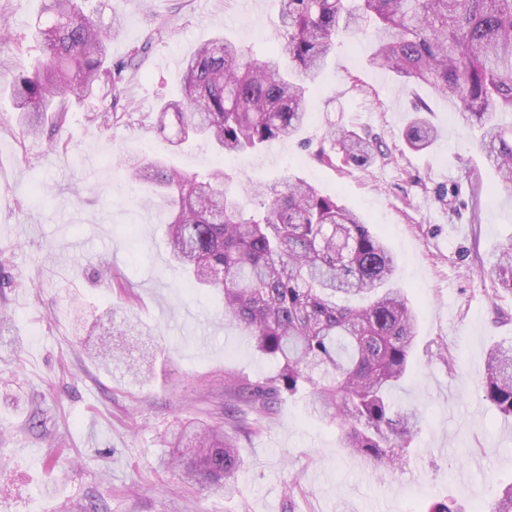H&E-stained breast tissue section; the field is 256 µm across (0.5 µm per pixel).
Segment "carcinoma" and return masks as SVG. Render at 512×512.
I'll list each match as a JSON object with an SVG mask.
<instances>
[{
	"label": "carcinoma",
	"mask_w": 512,
	"mask_h": 512,
	"mask_svg": "<svg viewBox=\"0 0 512 512\" xmlns=\"http://www.w3.org/2000/svg\"><path fill=\"white\" fill-rule=\"evenodd\" d=\"M279 2L282 28L271 55L256 59L221 35L203 43L183 62L178 98L160 106L157 132L174 129L176 145L203 138L222 154L289 139L311 119L307 81L325 66L336 39L362 33L374 44L371 65L454 100L483 130L481 150L502 183L512 185V122H500L512 116V0ZM119 34V20L101 26L78 0H42L32 29L41 56L32 71L11 76L17 123L34 136L58 131L69 96L94 95L104 72L113 74L117 100L126 67L138 69L149 50L136 47L127 65L108 67V45ZM427 111L416 102L404 133L415 151L437 138ZM313 156L328 167H366L385 153L377 139L332 126ZM126 170L168 202V247L187 287L219 291L224 320L278 366L264 383L228 378L235 401L224 412L229 430L206 425L173 438L158 471L231 490L243 466L237 434L247 432L249 416L270 413L283 391L308 394L350 454L385 473L399 470L419 415L395 406L391 394L408 373L418 321L394 285V255L364 218L290 178L279 186L249 181L261 211L246 218L221 165L199 176L159 159H132ZM493 272L512 292V239ZM481 388L512 417V346L490 348ZM490 512H512V484L500 489Z\"/></svg>",
	"instance_id": "carcinoma-1"
}]
</instances>
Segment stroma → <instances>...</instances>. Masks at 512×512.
<instances>
[{"mask_svg": "<svg viewBox=\"0 0 512 512\" xmlns=\"http://www.w3.org/2000/svg\"><path fill=\"white\" fill-rule=\"evenodd\" d=\"M41 0H0V512H459L488 506L512 484V418L480 390L488 350L512 343V293L492 273L512 238V190L478 148L480 131L425 85L371 67L363 36L337 45L311 84V121L293 138L247 156L157 134L158 105L175 98L181 60L224 34L261 57L280 28L278 0H81L84 13L122 32L110 45L126 73L122 99H72L55 139H31L2 85L39 49L29 27ZM437 129L416 152L403 134L415 101ZM378 137L386 158L366 168L320 165L308 152L330 125ZM147 157L203 174L216 164L244 215L261 209L247 178L306 181L360 213L397 258L395 281L418 315L407 379L393 397L417 409L404 465L382 476L346 455L335 424L306 395H281L268 418L238 437L244 466L231 491L156 474L162 438L183 422L223 420L224 380L265 382L275 366L224 324L222 297L186 288L169 256L164 201L136 185L120 159ZM141 376L105 371L90 353L108 326ZM444 343L447 358L425 356ZM40 416L45 429L32 427ZM66 453L52 459L54 446ZM149 50V46L144 44L141 47H135L130 56L129 61L127 62L126 66H129L133 69H139L141 61L145 57ZM126 66L121 65L118 66L117 69H114L113 71V80H112V100L113 104L117 101L118 96L121 94V83L124 81L123 72L126 69Z\"/></svg>", "mask_w": 512, "mask_h": 512, "instance_id": "35a3bbf8", "label": "stroma"}]
</instances>
